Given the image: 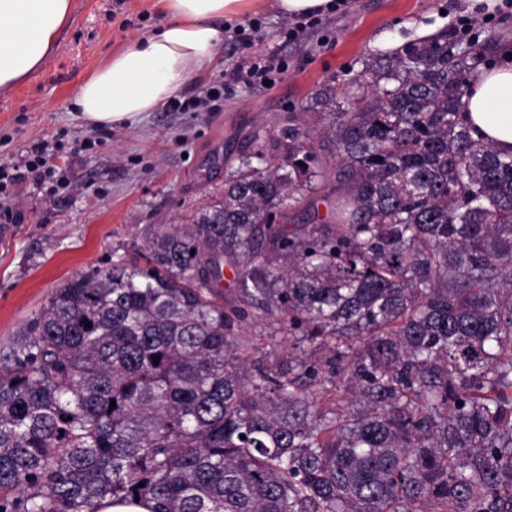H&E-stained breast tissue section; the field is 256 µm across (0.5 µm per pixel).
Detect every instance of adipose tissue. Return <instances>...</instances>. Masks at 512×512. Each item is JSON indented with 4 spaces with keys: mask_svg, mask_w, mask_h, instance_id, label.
Here are the masks:
<instances>
[{
    "mask_svg": "<svg viewBox=\"0 0 512 512\" xmlns=\"http://www.w3.org/2000/svg\"><path fill=\"white\" fill-rule=\"evenodd\" d=\"M256 0H157L165 23L130 38L74 94L92 126L152 112L216 61L222 20L251 10ZM72 0H0V92L24 82L49 59L68 23ZM474 138L512 153V54L481 68L466 99Z\"/></svg>",
    "mask_w": 512,
    "mask_h": 512,
    "instance_id": "adipose-tissue-1",
    "label": "adipose tissue"
}]
</instances>
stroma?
<instances>
[{
    "label": "stroma",
    "mask_w": 512,
    "mask_h": 512,
    "mask_svg": "<svg viewBox=\"0 0 512 512\" xmlns=\"http://www.w3.org/2000/svg\"><path fill=\"white\" fill-rule=\"evenodd\" d=\"M336 11L305 28L258 0L225 22L216 63L180 92V99L219 96L206 112L161 105L107 128H91L73 108L78 85L129 38L165 18L154 0H73L70 21L46 65L0 93V168L23 167L34 144L53 146V175L27 174L0 193V356L9 354L28 321L64 281L137 257L149 224H177L224 183V162L256 132L286 124L305 111L317 86L337 90L364 63L401 46L448 34L462 50L486 49L487 62L512 51V0H336ZM274 57L285 66L272 84L250 83L248 63ZM258 351L287 355L280 323L263 315L242 331Z\"/></svg>",
    "instance_id": "stroma-1"
}]
</instances>
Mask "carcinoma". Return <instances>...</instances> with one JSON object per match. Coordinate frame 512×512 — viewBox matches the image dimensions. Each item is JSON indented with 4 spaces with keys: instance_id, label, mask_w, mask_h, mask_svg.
Here are the masks:
<instances>
[{
    "instance_id": "1",
    "label": "carcinoma",
    "mask_w": 512,
    "mask_h": 512,
    "mask_svg": "<svg viewBox=\"0 0 512 512\" xmlns=\"http://www.w3.org/2000/svg\"><path fill=\"white\" fill-rule=\"evenodd\" d=\"M480 62L442 34L323 83L321 130L254 136L143 262L56 289L0 364V512H512V155L465 120ZM244 323L240 332L243 338L250 340L251 345L261 352L277 351L286 360L288 354V336H284L280 323L271 317L255 314ZM281 344V346H278Z\"/></svg>"
}]
</instances>
